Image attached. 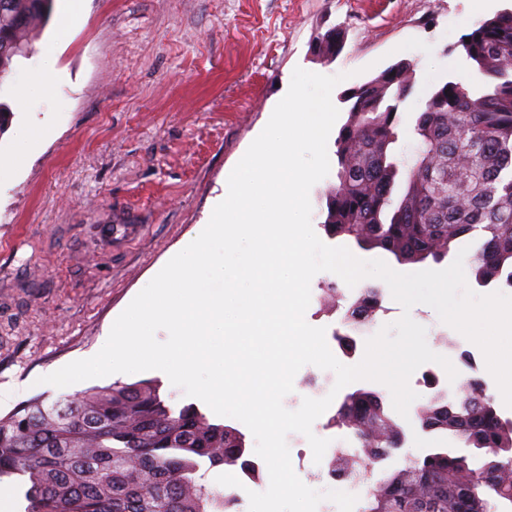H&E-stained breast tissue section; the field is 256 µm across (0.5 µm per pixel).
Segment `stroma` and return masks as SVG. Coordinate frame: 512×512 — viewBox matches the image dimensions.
<instances>
[{"label":"stroma","mask_w":512,"mask_h":512,"mask_svg":"<svg viewBox=\"0 0 512 512\" xmlns=\"http://www.w3.org/2000/svg\"><path fill=\"white\" fill-rule=\"evenodd\" d=\"M512 0H84V17L64 39L54 22L30 34L32 55L13 62L11 108L0 128V414L44 393L138 374L85 380L60 389L42 376L94 352L113 319L206 224L224 176L265 127L295 68L345 74L333 97L359 87L391 64H416L412 95L401 106L403 154H410L415 112L468 63L462 36ZM339 26L335 61L313 54L319 33ZM61 77L43 94L46 54ZM25 107H18L19 95ZM38 123L48 138L16 165L14 132ZM136 225L128 233V225ZM306 322L333 330L324 289L352 290L336 274L311 281ZM428 346L475 375L488 371L481 350L415 305ZM434 448L460 443L406 424L385 466L404 467Z\"/></svg>","instance_id":"stroma-1"}]
</instances>
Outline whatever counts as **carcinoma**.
Wrapping results in <instances>:
<instances>
[{
  "instance_id": "cac0c4a2",
  "label": "carcinoma",
  "mask_w": 512,
  "mask_h": 512,
  "mask_svg": "<svg viewBox=\"0 0 512 512\" xmlns=\"http://www.w3.org/2000/svg\"><path fill=\"white\" fill-rule=\"evenodd\" d=\"M2 2L0 87L52 10V0ZM344 39L341 27L318 35V57L334 61ZM460 46L473 74L432 91L408 157L398 158L395 146L414 62L401 60L343 94L347 119L322 227L332 239L414 264L440 263L463 238L478 237L477 281L512 288V10L477 22ZM464 387L452 402L434 398L417 420L467 450L437 448L383 474L359 512H420L419 486L428 490V512L512 509V419L497 414L480 382ZM331 423L356 435L369 459L398 447L403 434L370 390L346 394ZM219 467L259 474L242 432L194 403H173L153 379L54 400L38 394L0 415V480L17 483L25 512H227L237 497L206 481Z\"/></svg>"
}]
</instances>
